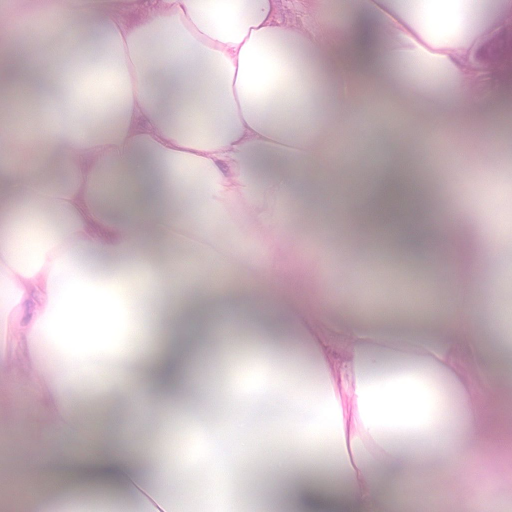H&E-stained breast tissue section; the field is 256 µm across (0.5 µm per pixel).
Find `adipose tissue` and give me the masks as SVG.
Returning a JSON list of instances; mask_svg holds the SVG:
<instances>
[{"instance_id": "ef3b65f1", "label": "adipose tissue", "mask_w": 512, "mask_h": 512, "mask_svg": "<svg viewBox=\"0 0 512 512\" xmlns=\"http://www.w3.org/2000/svg\"><path fill=\"white\" fill-rule=\"evenodd\" d=\"M17 6L23 38L0 18V372L22 370L55 442L0 473L6 512H437L447 470L492 491L512 464V238L494 229L512 100L488 151L451 161L496 194L420 185L419 225L378 219L449 114L471 135L469 60L512 0ZM81 46L111 90L63 68ZM375 101L433 120L366 122ZM315 197L335 252L385 240L465 288L429 280L381 316L340 288L305 302L288 225ZM110 395L113 419L78 408Z\"/></svg>"}]
</instances>
